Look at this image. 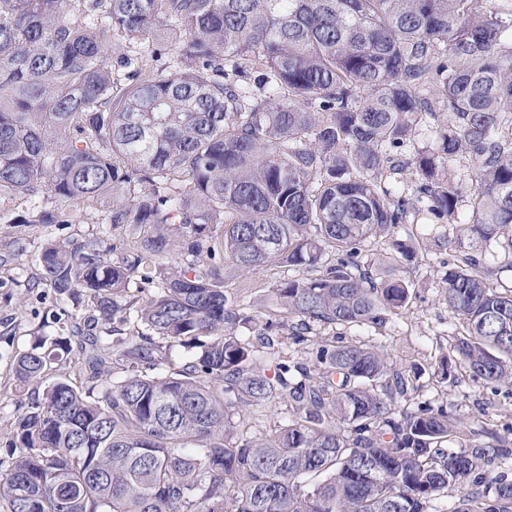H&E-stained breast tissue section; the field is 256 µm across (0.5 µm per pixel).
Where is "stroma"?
I'll use <instances>...</instances> for the list:
<instances>
[{"instance_id": "stroma-1", "label": "stroma", "mask_w": 512, "mask_h": 512, "mask_svg": "<svg viewBox=\"0 0 512 512\" xmlns=\"http://www.w3.org/2000/svg\"><path fill=\"white\" fill-rule=\"evenodd\" d=\"M68 210L71 224H12L0 222V460L8 461L15 420L23 407L41 395L44 385L33 382L19 386L12 370L18 353L31 348L36 337H53L68 332L71 320L90 319L89 306L61 307L50 288L38 285L39 255L49 241L75 245L99 240L122 245L127 237L123 229L103 226L102 207L73 201ZM406 232L416 249L414 259L404 264L405 275L415 283V293L405 312L387 327L382 343L391 361L419 378V401L444 406L464 427L476 430L481 424H512V387H496L472 382L464 370H457L458 381L445 385L440 381L439 359L448 351V339L457 322L448 311L442 277L454 264L452 253L435 247L439 232L432 224H407ZM288 274L287 264L274 262L253 273L224 270L228 292H246L254 310L284 324L292 319L274 302L271 290ZM313 341L305 346L288 345L294 360L315 366L316 345L335 337L374 342L370 330L360 327L312 328Z\"/></svg>"}]
</instances>
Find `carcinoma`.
<instances>
[{
	"mask_svg": "<svg viewBox=\"0 0 512 512\" xmlns=\"http://www.w3.org/2000/svg\"><path fill=\"white\" fill-rule=\"evenodd\" d=\"M115 40L141 47L123 82ZM439 112L437 147L399 159ZM460 155L475 185L458 224ZM405 168L410 195L383 181ZM47 194L108 201L130 241L112 260L40 253L55 298L91 303L101 332L75 371L68 336L15 357L20 385L50 382L17 415L0 512H442L450 488L451 512H512V425L472 443L372 344L318 345L314 375L283 352L315 323L379 333L401 315L415 285L383 266L415 256L398 228L421 215L456 225L462 332L442 379L459 364L512 383V293L476 255L500 239L512 255V0H0V201L27 197L18 224L73 220ZM377 237L390 250L368 260ZM273 262L294 271L274 297L298 322L243 338L256 318L224 265ZM117 321L134 331L111 338ZM279 402L275 432H231L232 412Z\"/></svg>",
	"mask_w": 512,
	"mask_h": 512,
	"instance_id": "1",
	"label": "carcinoma"
}]
</instances>
